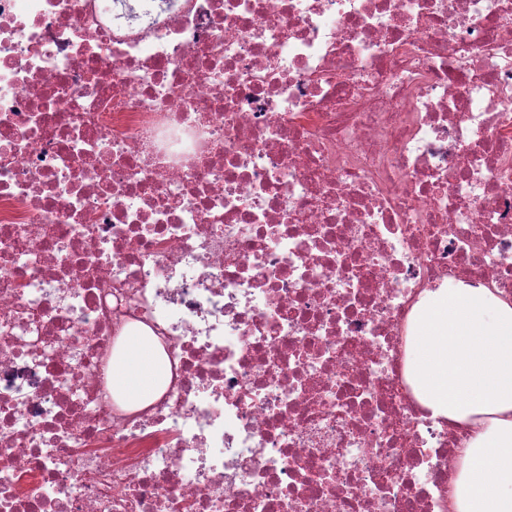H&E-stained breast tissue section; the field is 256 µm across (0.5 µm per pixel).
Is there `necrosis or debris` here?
<instances>
[{
	"label": "necrosis or debris",
	"instance_id": "4bbe7bcc",
	"mask_svg": "<svg viewBox=\"0 0 512 512\" xmlns=\"http://www.w3.org/2000/svg\"><path fill=\"white\" fill-rule=\"evenodd\" d=\"M458 282L512 299V0H0V512H450ZM126 335L112 358V395L128 408H141L161 392L166 367L147 341Z\"/></svg>",
	"mask_w": 512,
	"mask_h": 512
}]
</instances>
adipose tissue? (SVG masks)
<instances>
[{
	"label": "adipose tissue",
	"mask_w": 512,
	"mask_h": 512,
	"mask_svg": "<svg viewBox=\"0 0 512 512\" xmlns=\"http://www.w3.org/2000/svg\"><path fill=\"white\" fill-rule=\"evenodd\" d=\"M408 373L422 406L469 430L452 484L454 512H512V300L462 283L426 291L409 338ZM165 377L147 341L124 337L112 358L115 399L143 407Z\"/></svg>",
	"instance_id": "obj_1"
}]
</instances>
